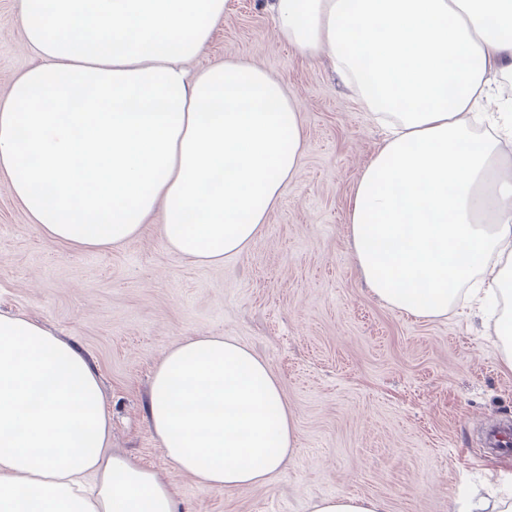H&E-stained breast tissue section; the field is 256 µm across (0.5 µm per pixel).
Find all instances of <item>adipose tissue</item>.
Segmentation results:
<instances>
[{"instance_id":"ef3b65f1","label":"adipose tissue","mask_w":512,"mask_h":512,"mask_svg":"<svg viewBox=\"0 0 512 512\" xmlns=\"http://www.w3.org/2000/svg\"><path fill=\"white\" fill-rule=\"evenodd\" d=\"M280 35L327 55L388 132L348 211L375 296L446 315L459 288L502 298L512 369V0H271ZM228 0H19L40 64L0 99V174L51 240L106 248L155 211L182 259L243 253L298 166L296 96L245 61L189 70ZM492 134L476 138L475 121ZM148 419L168 459L221 491L265 482L296 443L265 361L221 336L170 349ZM97 374L73 345L0 313V512H180L174 492L109 452Z\"/></svg>"}]
</instances>
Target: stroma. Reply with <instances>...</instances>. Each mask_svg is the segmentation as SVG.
Wrapping results in <instances>:
<instances>
[{
	"mask_svg": "<svg viewBox=\"0 0 512 512\" xmlns=\"http://www.w3.org/2000/svg\"><path fill=\"white\" fill-rule=\"evenodd\" d=\"M228 58L297 93L305 142L249 248L220 265L187 263L160 237L158 213L125 244L73 248L40 235L0 175V312H23L83 350L112 421L110 451L154 471L183 512H310L336 494L381 500L384 512H452L464 494L512 491V458L484 439L489 426L512 428V370L493 321L462 303L445 317L402 315L359 273L347 212L381 128L327 62L282 40L268 0H228L196 64ZM38 61L18 0H0V95ZM211 335L263 359L295 417L293 454L264 483L202 487L148 425L159 361Z\"/></svg>",
	"mask_w": 512,
	"mask_h": 512,
	"instance_id": "stroma-1",
	"label": "stroma"
}]
</instances>
